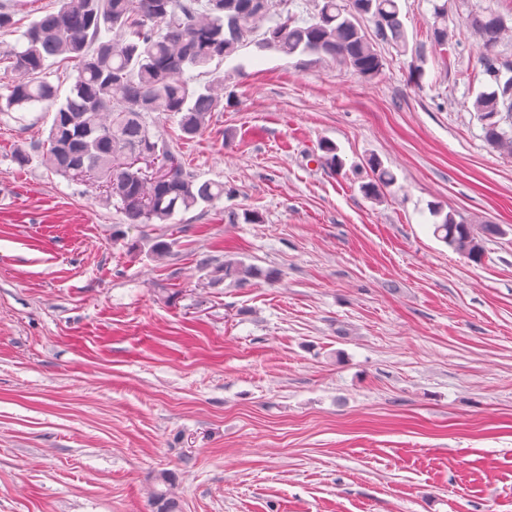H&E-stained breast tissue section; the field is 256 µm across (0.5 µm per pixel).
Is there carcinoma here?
Here are the masks:
<instances>
[{
	"label": "carcinoma",
	"instance_id": "cac0c4a2",
	"mask_svg": "<svg viewBox=\"0 0 512 512\" xmlns=\"http://www.w3.org/2000/svg\"><path fill=\"white\" fill-rule=\"evenodd\" d=\"M273 0H60L43 10L22 34V43L0 52V65L12 75L0 93V115L43 104L52 110L44 141L31 150L17 149L12 161L28 166L32 153L49 172L85 183L99 200L119 210L133 227L171 224L174 216L206 208L224 196V185L200 181L169 140L152 130L148 119L162 113L176 120L180 138L206 132L214 113L224 109V83H195L189 70H204L214 61L235 56L253 34L261 44L286 56L313 55L317 60L353 70L364 79L380 76L386 58L380 46L411 55L410 76L425 75L423 49L409 48L401 19V0H314L308 19L291 13L268 28ZM430 39L443 48L456 45L448 26V5L433 4ZM374 25L373 31L363 21ZM481 43L484 90L471 106L486 143L512 156V65L497 48L512 34L506 16L485 10L469 18ZM112 37H104L106 33ZM74 64L69 92L50 80L51 66ZM372 180L362 189L370 198L394 177L373 158ZM434 235L454 251L481 255L474 227L456 219L439 204L430 205ZM149 254L172 255L166 234L147 239ZM208 283L227 280L244 286L260 272L244 262L206 257L201 261ZM176 474L153 477L151 512H180L172 489Z\"/></svg>",
	"mask_w": 512,
	"mask_h": 512
}]
</instances>
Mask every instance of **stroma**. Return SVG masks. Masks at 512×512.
I'll return each mask as SVG.
<instances>
[{
	"instance_id": "stroma-1",
	"label": "stroma",
	"mask_w": 512,
	"mask_h": 512,
	"mask_svg": "<svg viewBox=\"0 0 512 512\" xmlns=\"http://www.w3.org/2000/svg\"><path fill=\"white\" fill-rule=\"evenodd\" d=\"M484 9L512 18L448 0L449 51L430 0H402L419 84L388 46L372 80L254 37L211 64L233 100L210 129L157 126L224 196L175 217L161 261L85 186L13 163L49 114L0 115V512H150L162 470L182 512H512V157L471 108ZM373 157L395 176L376 199ZM433 202L499 225L479 260L434 237ZM202 255L275 277L209 286ZM435 23L431 29L430 39L438 47L454 48L456 45V33L448 26V5L433 3Z\"/></svg>"
}]
</instances>
